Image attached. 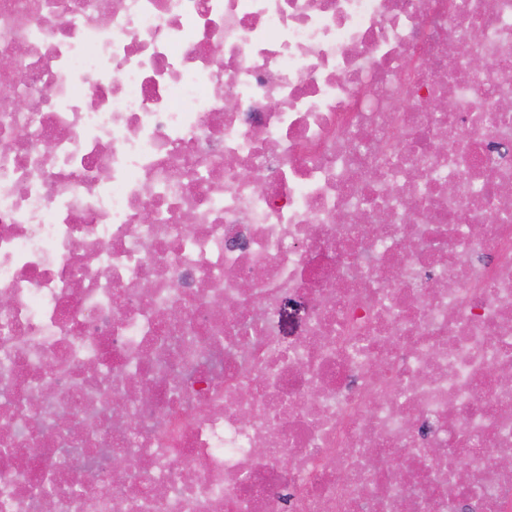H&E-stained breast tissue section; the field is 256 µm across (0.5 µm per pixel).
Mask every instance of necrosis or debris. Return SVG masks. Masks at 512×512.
Returning <instances> with one entry per match:
<instances>
[{"label":"necrosis or debris","instance_id":"necrosis-or-debris-1","mask_svg":"<svg viewBox=\"0 0 512 512\" xmlns=\"http://www.w3.org/2000/svg\"><path fill=\"white\" fill-rule=\"evenodd\" d=\"M2 86L0 512H512V0H0ZM282 299L286 301L287 312L289 311L293 314L291 318H288V320L283 323L284 337L288 340V338H293L302 328L305 319L303 307L306 304V300L295 296H288V294H285ZM294 309L296 310V314H294Z\"/></svg>","mask_w":512,"mask_h":512}]
</instances>
